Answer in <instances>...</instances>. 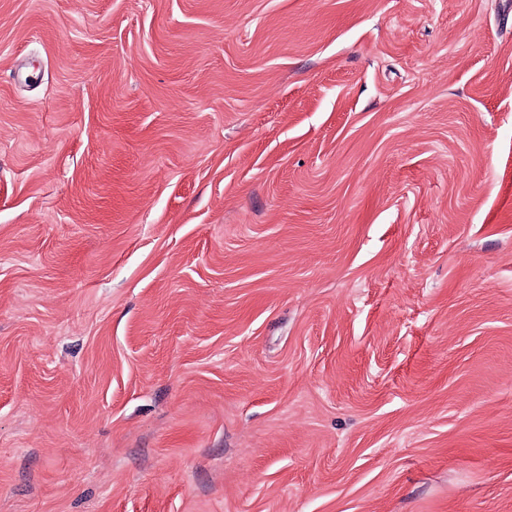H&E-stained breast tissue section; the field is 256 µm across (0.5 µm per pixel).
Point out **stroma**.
Listing matches in <instances>:
<instances>
[{
    "label": "stroma",
    "mask_w": 512,
    "mask_h": 512,
    "mask_svg": "<svg viewBox=\"0 0 512 512\" xmlns=\"http://www.w3.org/2000/svg\"><path fill=\"white\" fill-rule=\"evenodd\" d=\"M0 512H512V0H0Z\"/></svg>",
    "instance_id": "obj_1"
}]
</instances>
